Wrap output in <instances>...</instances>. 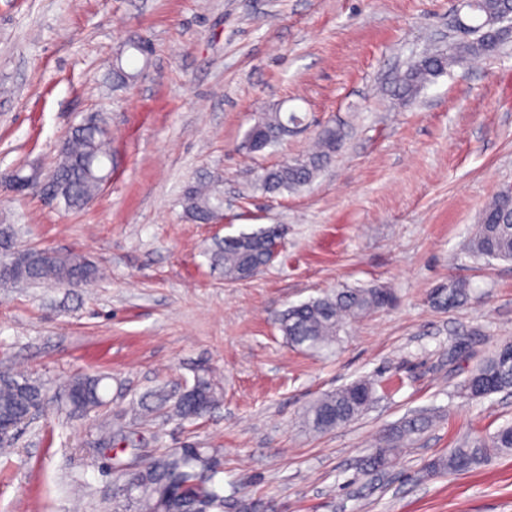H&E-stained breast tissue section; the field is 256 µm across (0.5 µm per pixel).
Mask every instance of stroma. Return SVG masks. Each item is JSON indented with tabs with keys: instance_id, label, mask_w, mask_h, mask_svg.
Returning a JSON list of instances; mask_svg holds the SVG:
<instances>
[{
	"instance_id": "1",
	"label": "stroma",
	"mask_w": 512,
	"mask_h": 512,
	"mask_svg": "<svg viewBox=\"0 0 512 512\" xmlns=\"http://www.w3.org/2000/svg\"><path fill=\"white\" fill-rule=\"evenodd\" d=\"M457 0H0V173L50 172L71 129L101 117L112 177L80 210L0 190L18 244L79 252L103 275L84 288H0V372L46 388L12 453L0 454V512H107L119 483L87 444L98 430L148 452L193 443L224 451V488L269 512H512V454L429 473L461 440L512 423V396L468 400L459 384L512 341V262L466 246L492 196L512 187V36L456 64L419 95L401 79L429 49L463 40ZM148 41L149 56L127 49ZM122 62L138 77L116 86ZM296 112L288 140L248 153L261 113ZM327 126L340 149L308 186L265 194L261 168L301 157ZM224 178V221L197 224L179 204L203 174ZM279 224L260 274L225 280L215 240ZM457 278L463 306L428 294ZM390 288L389 308L350 324L334 353L288 344L279 316L344 285ZM203 369L222 397L189 424L150 394ZM79 373L105 377L103 407L65 405ZM372 378L356 420L309 431L305 407ZM435 413L377 473L380 434Z\"/></svg>"
}]
</instances>
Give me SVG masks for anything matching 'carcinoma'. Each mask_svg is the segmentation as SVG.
I'll list each match as a JSON object with an SVG mask.
<instances>
[{
  "mask_svg": "<svg viewBox=\"0 0 512 512\" xmlns=\"http://www.w3.org/2000/svg\"><path fill=\"white\" fill-rule=\"evenodd\" d=\"M466 26L471 38L448 45L442 52H425L403 76L401 89L416 96L423 85L451 66L475 60L494 52L508 29L500 19L512 15V0H469ZM300 117L292 112H264L245 134L244 148L261 152L280 144L292 132ZM97 118L75 129L68 149L53 172L59 185L58 202L68 210L86 206L101 188V180L112 173L105 165L110 159L108 138ZM340 133L331 128L317 135L316 147L305 157L286 160L258 174L254 187L264 193L296 191L309 185L340 146ZM224 193L218 179H200L183 191L181 205L191 220L208 224L219 219ZM281 239L275 225L251 233L218 241L211 249L212 264L224 270V279L242 281L265 268ZM468 252L485 260H512V198L498 194L482 210L480 224L470 240ZM99 276V269L73 252H61L48 265L26 262L16 271L0 270V286L16 283L54 284L79 282L86 286ZM474 289L463 280L451 279L432 289L431 303L441 309L467 302ZM393 302L390 289L381 286L340 288L322 297L292 305L279 319L280 330L288 343L313 352L332 351L341 341L346 327ZM103 376L77 375L67 387L66 405L74 414H88L104 404ZM377 383L359 379L323 394L304 411L306 424L316 432H326L360 417L372 403ZM512 391V342L501 345L475 368L459 385L468 399H483L492 394ZM221 393L207 369L194 379L187 390L162 401H173L175 415L194 422L218 404ZM44 398L42 385L23 375L0 374V418H24L32 403ZM433 422V417L406 419L388 429L379 439L370 457L371 469L386 467L400 448L413 441ZM100 455L114 464L131 485L113 500L112 512H192L199 505L208 512H266L260 499L224 494V456L218 448H172L148 460L135 451L121 448L112 455V437L102 436ZM512 452V424L494 433L468 438L449 449L448 455L428 464L433 472H459L486 463L494 453Z\"/></svg>",
  "mask_w": 512,
  "mask_h": 512,
  "instance_id": "1",
  "label": "carcinoma"
}]
</instances>
